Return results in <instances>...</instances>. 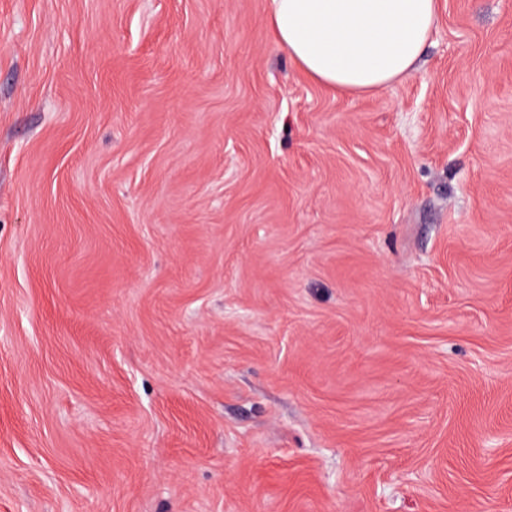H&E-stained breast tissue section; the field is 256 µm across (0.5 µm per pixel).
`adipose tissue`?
Listing matches in <instances>:
<instances>
[{
  "label": "adipose tissue",
  "mask_w": 512,
  "mask_h": 512,
  "mask_svg": "<svg viewBox=\"0 0 512 512\" xmlns=\"http://www.w3.org/2000/svg\"><path fill=\"white\" fill-rule=\"evenodd\" d=\"M276 43L315 82L374 93L410 75L437 23V0H270Z\"/></svg>",
  "instance_id": "ef3b65f1"
}]
</instances>
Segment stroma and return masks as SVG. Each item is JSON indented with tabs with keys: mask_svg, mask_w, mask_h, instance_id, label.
Returning a JSON list of instances; mask_svg holds the SVG:
<instances>
[{
	"mask_svg": "<svg viewBox=\"0 0 512 512\" xmlns=\"http://www.w3.org/2000/svg\"><path fill=\"white\" fill-rule=\"evenodd\" d=\"M269 5L0 0V512H512V0ZM438 0H270L276 43L315 82L375 93L410 75L437 23Z\"/></svg>",
	"mask_w": 512,
	"mask_h": 512,
	"instance_id": "35a3bbf8",
	"label": "stroma"
}]
</instances>
